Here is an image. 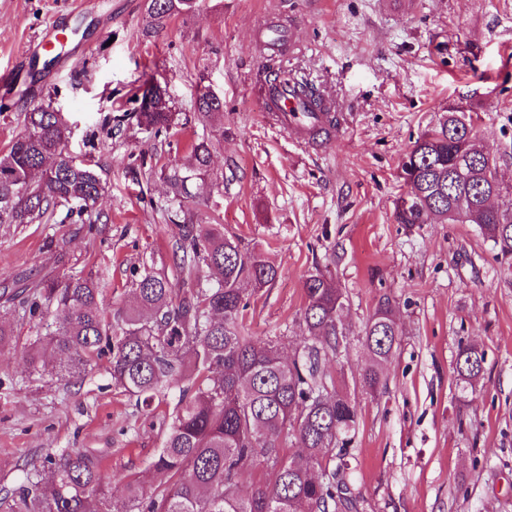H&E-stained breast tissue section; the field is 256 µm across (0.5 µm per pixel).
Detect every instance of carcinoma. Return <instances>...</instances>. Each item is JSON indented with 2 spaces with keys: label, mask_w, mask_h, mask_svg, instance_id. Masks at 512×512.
I'll return each mask as SVG.
<instances>
[{
  "label": "carcinoma",
  "mask_w": 512,
  "mask_h": 512,
  "mask_svg": "<svg viewBox=\"0 0 512 512\" xmlns=\"http://www.w3.org/2000/svg\"><path fill=\"white\" fill-rule=\"evenodd\" d=\"M198 0H147L159 25L196 10ZM131 102L137 125L159 136L178 126L179 113L154 77L142 80ZM204 122L224 116V102L203 93L196 102ZM450 104L405 154L400 176L410 201L395 202L399 224H475L492 245L512 288V214L490 208L491 195L512 194V180L489 164L472 125L457 127ZM25 129L0 152V224H34L60 206L90 214L104 193L98 163L67 152L73 130L68 116L49 104L25 113ZM213 143L192 145L193 163L171 169L165 179L179 235L173 252L182 283L151 269L133 281L136 305L113 323L100 299L98 278L66 273L27 284L24 297L4 288L0 302L28 308L45 328L26 350L29 368L70 384L97 361L109 364L112 386L149 410L158 393L177 388L179 400L163 422L162 446L151 463L159 483L148 493L127 477L125 499L115 501L93 450L49 454L12 489H0V512H358L360 495L346 476V457L359 419L356 401L336 393L324 370L347 350L350 331L342 316L346 296L318 270L303 284L300 348L284 358L278 341H257L246 332L243 285L266 288L278 269L245 249L222 224H196L186 204L197 198L195 180L210 174ZM403 335L399 313L381 298L363 329L368 354L363 390L387 387L382 372ZM485 353L462 346L455 373L473 389ZM303 451L289 455L290 438ZM271 473L269 484L244 486L256 463Z\"/></svg>",
  "instance_id": "obj_1"
}]
</instances>
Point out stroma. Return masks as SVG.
Here are the masks:
<instances>
[{
    "instance_id": "1",
    "label": "stroma",
    "mask_w": 512,
    "mask_h": 512,
    "mask_svg": "<svg viewBox=\"0 0 512 512\" xmlns=\"http://www.w3.org/2000/svg\"><path fill=\"white\" fill-rule=\"evenodd\" d=\"M62 15L69 21L55 55L25 56ZM278 20L292 46L269 58L256 33ZM270 64L328 96L338 131L304 141L264 123L253 86ZM7 72L0 150L23 132L32 105L52 104L75 124L69 153L101 165L105 192L91 226L62 207L48 224H0V286L84 270L119 316L143 268L178 280L163 174L187 166L191 141L209 135L218 144L196 223L223 225L278 269L250 296V335L279 337L292 354L303 282L316 270L348 297V350L326 370L360 408L348 459L360 512H512V288L500 285V265L475 225L405 226L393 217L405 190L401 160L447 105L469 110L512 175V0H203L160 29L145 0H0ZM147 74L179 114L165 136L128 116ZM206 91L224 103L222 125L198 118ZM384 296L400 309L403 336L384 368L387 389L373 397L360 385V336ZM0 320L15 336L0 350V488L17 486L47 453L84 448L103 455L114 498L127 475L153 488L148 463L177 392L143 414L113 387L104 361L63 386L25 361L32 323L1 308ZM462 344L485 352L474 392L456 384Z\"/></svg>"
}]
</instances>
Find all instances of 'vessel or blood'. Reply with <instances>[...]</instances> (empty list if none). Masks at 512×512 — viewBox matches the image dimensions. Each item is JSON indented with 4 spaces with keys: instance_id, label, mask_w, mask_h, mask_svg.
Returning a JSON list of instances; mask_svg holds the SVG:
<instances>
[{
    "instance_id": "b4317fda",
    "label": "vessel or blood",
    "mask_w": 512,
    "mask_h": 512,
    "mask_svg": "<svg viewBox=\"0 0 512 512\" xmlns=\"http://www.w3.org/2000/svg\"><path fill=\"white\" fill-rule=\"evenodd\" d=\"M256 40L267 52L279 53L287 43L286 28L280 23L268 24L257 32ZM297 83V78L291 75L276 84L264 81L258 84L257 90L268 104V115L285 131L302 139L307 138L309 130L315 126L326 132L334 131L336 114L313 111Z\"/></svg>"
}]
</instances>
